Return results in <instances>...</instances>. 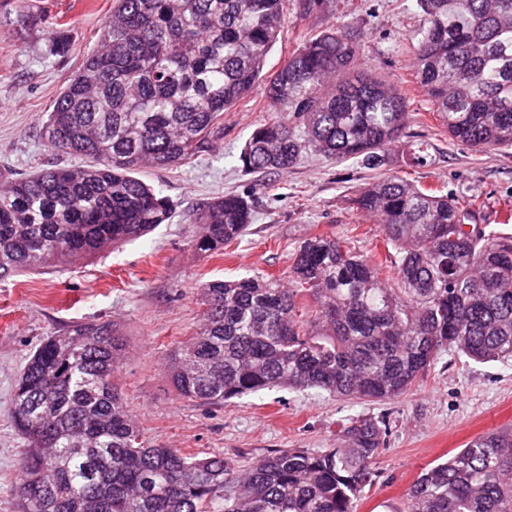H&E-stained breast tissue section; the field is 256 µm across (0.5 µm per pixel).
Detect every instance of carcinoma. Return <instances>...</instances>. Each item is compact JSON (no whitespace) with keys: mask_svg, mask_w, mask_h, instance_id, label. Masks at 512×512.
<instances>
[{"mask_svg":"<svg viewBox=\"0 0 512 512\" xmlns=\"http://www.w3.org/2000/svg\"><path fill=\"white\" fill-rule=\"evenodd\" d=\"M416 78L451 139L480 152L512 148V0H418ZM288 0H113L99 47L59 94L40 129L45 146L89 159L0 188V280L101 254L167 223L169 199L134 176L208 144L224 112L260 81ZM267 80V79H265ZM267 111L241 149L246 171L284 173L311 149L381 166L401 142L407 101L362 68L361 44L331 26L267 80ZM356 209L377 218L399 257L385 267L333 236L292 254L310 298L280 280L244 277L198 288L200 327L175 354L173 383L222 405L273 388H317L391 402L444 351L512 361V233L477 223V202L393 172L361 187ZM250 199L227 194L196 210L192 239L224 253L251 224ZM397 287L387 286L386 279ZM125 350L110 321L44 338L14 388L11 421L24 439L17 512H353L371 487L386 421L345 420L336 447L271 451L241 468L153 445L112 382ZM408 512H512V428L476 437L423 469Z\"/></svg>","mask_w":512,"mask_h":512,"instance_id":"1","label":"carcinoma"}]
</instances>
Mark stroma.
Here are the masks:
<instances>
[{
  "label": "stroma",
  "mask_w": 512,
  "mask_h": 512,
  "mask_svg": "<svg viewBox=\"0 0 512 512\" xmlns=\"http://www.w3.org/2000/svg\"><path fill=\"white\" fill-rule=\"evenodd\" d=\"M33 21L22 24L18 0H0V182L76 157L47 150L38 130L82 62L98 44L112 0H30ZM421 10L417 0H324L310 14L288 0V19L268 57L277 71L290 52L330 26L360 33L364 62L384 72L408 98V123L384 168L341 162L310 152L288 172L242 171L245 141L271 115L264 83L225 112L208 148L138 178L173 203L170 221L138 240L63 267L22 271L0 281V512H16L23 441L10 420L14 387L30 353L46 336L77 322L110 321L126 340L114 374L146 438L188 454H221L254 462L275 448L319 451L336 445L338 424L353 415L385 417L388 434L376 460L374 486L354 512H406L420 471L446 460L484 433L512 427V362L478 363L443 353L429 374L390 403L344 400L320 389L265 390L224 405L181 395L169 366L198 329V286L214 279L273 275L294 287L291 255L318 234L346 241L358 253L384 255L380 224L356 210V191L383 173L478 198V221L498 223L512 212V148L492 154L451 140L411 67ZM67 42L54 52L50 36ZM427 144L426 165L412 164L410 144ZM233 193L254 201L241 241L223 255H199L191 215L206 199Z\"/></svg>",
  "instance_id": "stroma-1"
}]
</instances>
